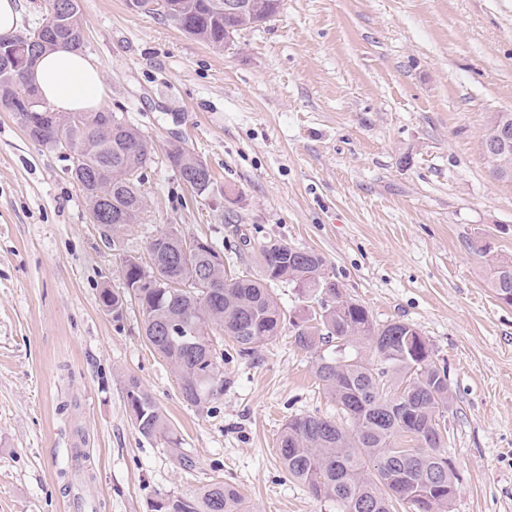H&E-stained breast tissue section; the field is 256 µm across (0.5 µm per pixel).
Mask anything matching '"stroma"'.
I'll return each mask as SVG.
<instances>
[{
    "instance_id": "stroma-1",
    "label": "stroma",
    "mask_w": 512,
    "mask_h": 512,
    "mask_svg": "<svg viewBox=\"0 0 512 512\" xmlns=\"http://www.w3.org/2000/svg\"><path fill=\"white\" fill-rule=\"evenodd\" d=\"M103 109L152 147L141 223L111 247L70 170L0 112V512H151L224 482L246 512H336L283 471L290 417L336 411L309 354L281 334L252 356L215 329L224 392L187 405L143 333L100 303L125 257L177 228L255 268L260 245L314 250L374 321L414 324L445 365L451 512H512V306L471 240L512 256V181L482 141L512 112V0H283L218 51L127 0H82ZM211 170L199 197L170 143ZM136 380L192 467L130 416Z\"/></svg>"
}]
</instances>
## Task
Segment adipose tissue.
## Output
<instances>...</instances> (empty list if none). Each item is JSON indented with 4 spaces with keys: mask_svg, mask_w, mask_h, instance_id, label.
<instances>
[{
    "mask_svg": "<svg viewBox=\"0 0 512 512\" xmlns=\"http://www.w3.org/2000/svg\"><path fill=\"white\" fill-rule=\"evenodd\" d=\"M29 80L44 101L60 113L87 112L103 102V78L95 59L64 45L44 54Z\"/></svg>",
    "mask_w": 512,
    "mask_h": 512,
    "instance_id": "obj_1",
    "label": "adipose tissue"
}]
</instances>
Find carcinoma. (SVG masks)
Masks as SVG:
<instances>
[{"mask_svg":"<svg viewBox=\"0 0 512 512\" xmlns=\"http://www.w3.org/2000/svg\"><path fill=\"white\" fill-rule=\"evenodd\" d=\"M61 0H51L47 15L31 29L0 36V110L11 113L31 140L76 159L71 178L89 202L94 221L119 233L140 220L146 201L137 172L146 168L150 150L141 130L116 112H71L57 124L47 115L38 89L22 72L1 65L18 53L24 38L37 37L38 54L60 43L76 50L70 29L83 26L82 12L59 23ZM168 19L212 47L229 34L267 22L276 0H252L253 12L226 15L213 0H169ZM41 104L26 108V99ZM180 179L201 196L213 183L207 167L193 166L196 156L180 145L167 152ZM188 243L177 230L151 238L156 254L145 265L126 258L124 294L102 290V307L119 320L123 296L141 307L149 344L177 373L181 395L195 407L224 391V355L217 352L209 329L216 325L246 356L274 340L284 325L297 346L311 355L323 389L336 403L343 426L333 417L296 415L278 440L280 464L288 477L314 497L336 504V512H393L410 504L414 512H450L458 477L444 451L441 423L453 402L445 366L434 360L429 341L412 324L373 321L359 303L346 297L325 273V258L311 249L269 240L258 250L257 271L226 269L224 256L204 242L196 255L180 259ZM478 255L491 257L497 298L512 304V258L493 256L490 237L471 242ZM286 284L303 296L321 297L319 311L286 319L273 286ZM126 398L138 432L165 437L178 445L152 397L131 379ZM408 438L413 448L398 446ZM152 512H243L241 497L230 484L213 483L191 496H168Z\"/></svg>","mask_w":512,"mask_h":512,"instance_id":"1","label":"carcinoma"}]
</instances>
